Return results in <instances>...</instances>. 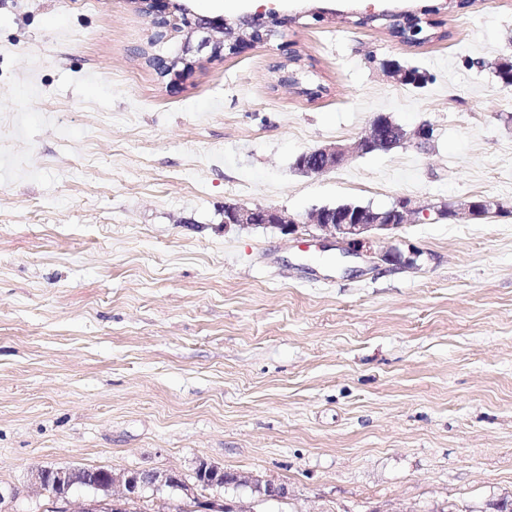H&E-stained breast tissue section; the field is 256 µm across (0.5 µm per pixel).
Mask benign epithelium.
<instances>
[{"label":"benign epithelium","mask_w":512,"mask_h":512,"mask_svg":"<svg viewBox=\"0 0 512 512\" xmlns=\"http://www.w3.org/2000/svg\"><path fill=\"white\" fill-rule=\"evenodd\" d=\"M143 9L152 16L156 28L155 40L160 41L177 33L185 35L182 53L171 60L159 59L160 73L172 78L179 77L191 68L193 51L207 47L218 54L226 49L235 52L264 44L271 40L275 28L286 23L287 18L273 7L245 12L232 18L218 15H201L182 0H141ZM383 20L393 36L404 43H419L422 18L412 10H383L361 16V21L372 23ZM221 37L216 38L214 34ZM433 137V128L424 124L408 132L386 114L376 115L368 127L351 144H328L304 151L296 156L295 168L311 176L342 167L353 155L389 152L407 142L420 147ZM494 202L484 197L471 198L460 204L446 203L437 209V215L454 220H469L492 214ZM429 217L427 210L414 207L411 201L401 198L390 207L377 209L370 205L341 204L323 207L308 214L305 225L314 227L323 235L321 248L338 251L343 257L360 259L378 268L382 265L406 267L414 260L404 257L397 247H378L379 231H394L405 224H416ZM224 224L242 227L262 226L278 230L281 234L298 238L300 221L285 217L279 210L268 207L248 208L237 204L224 205ZM78 471L74 468H44L36 473V480L49 491L53 501L59 504L53 512H136L139 503L147 495L168 492L175 496L170 502L174 509L180 501L195 504L196 512H255L234 500H228L219 491L224 489V468L201 461L194 470L195 480L190 482L177 471L132 469L121 474L109 473L98 480L89 481L84 488L89 495L70 508L71 495H59L52 487L71 485ZM121 491L114 493V485ZM237 484L248 487L260 501L283 502L288 500V486L271 481L237 477Z\"/></svg>","instance_id":"obj_1"}]
</instances>
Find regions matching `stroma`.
I'll return each instance as SVG.
<instances>
[{
  "mask_svg": "<svg viewBox=\"0 0 512 512\" xmlns=\"http://www.w3.org/2000/svg\"><path fill=\"white\" fill-rule=\"evenodd\" d=\"M292 15L179 82L135 0H0V512H47V467L199 461L282 483L257 512H498L512 503V0H237ZM432 7L398 42L358 14ZM326 9L323 20L310 9ZM298 86L279 85L289 56ZM396 60L426 77L405 85ZM384 113L405 143L319 175L297 154ZM498 213L385 237L367 269L312 240L224 227L397 198Z\"/></svg>",
  "mask_w": 512,
  "mask_h": 512,
  "instance_id": "obj_1",
  "label": "stroma"
}]
</instances>
